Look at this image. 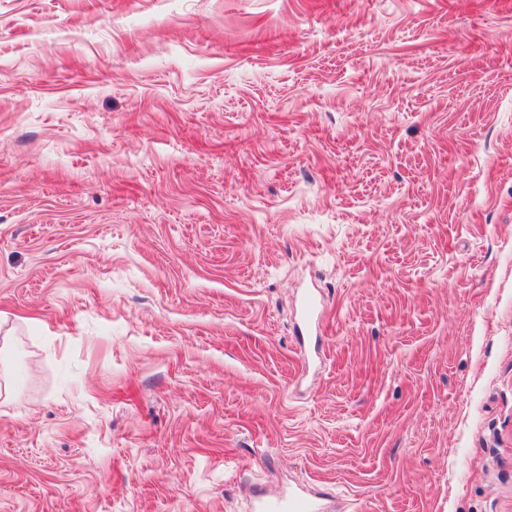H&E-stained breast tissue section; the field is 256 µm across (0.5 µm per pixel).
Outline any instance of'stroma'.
Listing matches in <instances>:
<instances>
[{
  "mask_svg": "<svg viewBox=\"0 0 512 512\" xmlns=\"http://www.w3.org/2000/svg\"><path fill=\"white\" fill-rule=\"evenodd\" d=\"M0 326V512H512V0H0ZM255 512H317L316 503L299 494L283 499L260 498L254 505Z\"/></svg>",
  "mask_w": 512,
  "mask_h": 512,
  "instance_id": "35a3bbf8",
  "label": "stroma"
}]
</instances>
